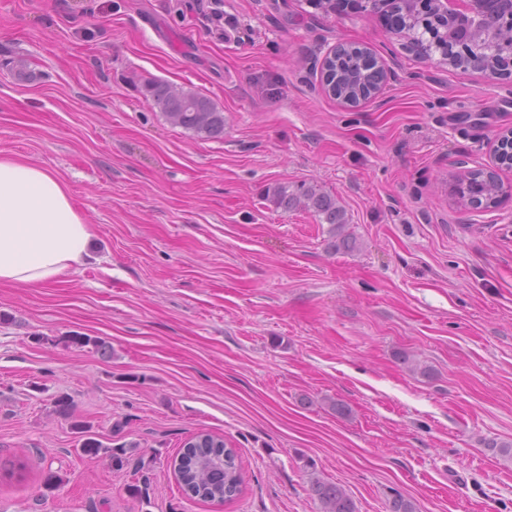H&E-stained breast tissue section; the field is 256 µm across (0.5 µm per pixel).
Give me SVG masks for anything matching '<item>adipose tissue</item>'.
Listing matches in <instances>:
<instances>
[{
  "mask_svg": "<svg viewBox=\"0 0 512 512\" xmlns=\"http://www.w3.org/2000/svg\"><path fill=\"white\" fill-rule=\"evenodd\" d=\"M90 226L50 169L0 157V285L58 283L89 255Z\"/></svg>",
  "mask_w": 512,
  "mask_h": 512,
  "instance_id": "1",
  "label": "adipose tissue"
}]
</instances>
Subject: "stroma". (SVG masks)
I'll use <instances>...</instances> for the list:
<instances>
[{"label":"stroma","instance_id":"obj_1","mask_svg":"<svg viewBox=\"0 0 512 512\" xmlns=\"http://www.w3.org/2000/svg\"><path fill=\"white\" fill-rule=\"evenodd\" d=\"M340 40L389 71L351 109L319 67ZM156 80L207 97L223 138L170 124L143 95ZM509 127L507 86L417 58L375 15L0 0V156L54 171L93 235L62 283L0 285V512H318L308 460L359 512L396 492L417 512H512V200L449 195L455 161L490 164ZM304 182L345 209L354 250L268 195ZM75 333L111 355L60 344ZM61 393L133 448L128 467L78 449ZM201 431L238 452L230 504L178 487Z\"/></svg>","mask_w":512,"mask_h":512}]
</instances>
